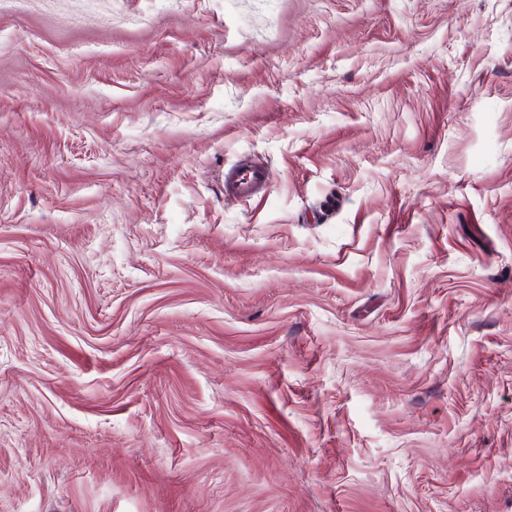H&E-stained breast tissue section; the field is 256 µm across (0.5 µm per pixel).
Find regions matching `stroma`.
<instances>
[{
  "instance_id": "35a3bbf8",
  "label": "stroma",
  "mask_w": 512,
  "mask_h": 512,
  "mask_svg": "<svg viewBox=\"0 0 512 512\" xmlns=\"http://www.w3.org/2000/svg\"><path fill=\"white\" fill-rule=\"evenodd\" d=\"M0 512H512V0H0ZM241 170L228 172L225 177V188L231 193L249 198L256 194L271 178V173L260 167H246V172Z\"/></svg>"
}]
</instances>
